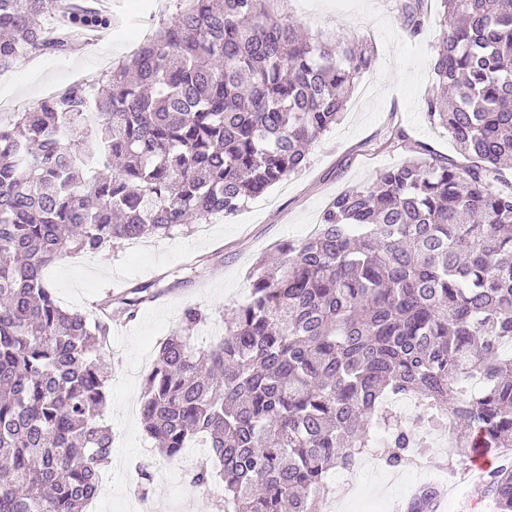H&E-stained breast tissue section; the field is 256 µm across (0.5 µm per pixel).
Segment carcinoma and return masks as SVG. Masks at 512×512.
<instances>
[{
	"label": "carcinoma",
	"mask_w": 512,
	"mask_h": 512,
	"mask_svg": "<svg viewBox=\"0 0 512 512\" xmlns=\"http://www.w3.org/2000/svg\"><path fill=\"white\" fill-rule=\"evenodd\" d=\"M176 16L122 60L108 89L74 84L0 116V512H86L112 448L101 421L109 326L62 307L44 279L65 257L209 224L298 172L337 122L367 40L310 35L280 0H179ZM425 0H398L422 29ZM428 119L464 162L437 157L336 195L315 233L276 245L224 337L196 343L189 306L158 344L140 417L168 458L201 441L224 512H323L334 469L383 443L397 468L425 447L384 406L415 398L501 464L487 494L512 512V0H440ZM102 29L74 0H0V68L67 53L43 20ZM149 284L120 299L129 315ZM478 378L482 390L468 391ZM421 487L407 512H432Z\"/></svg>",
	"instance_id": "obj_1"
}]
</instances>
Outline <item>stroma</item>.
<instances>
[{"instance_id": "35a3bbf8", "label": "stroma", "mask_w": 512, "mask_h": 512, "mask_svg": "<svg viewBox=\"0 0 512 512\" xmlns=\"http://www.w3.org/2000/svg\"><path fill=\"white\" fill-rule=\"evenodd\" d=\"M177 0H112V14L126 36H112L95 52L65 56L54 53L18 57L0 72V100L27 108L43 99L55 85L70 84L73 76L105 85L112 68L130 53L128 33L142 25L157 29L171 19ZM280 9L309 33L342 34L370 39L376 63L355 81L340 121L314 142L307 163L298 173L249 201L235 216L213 221L207 238L195 230H178L167 239L146 240L138 251L107 248L86 263L76 256L50 266L46 280L63 307L94 313L119 276L121 285L154 283L156 296L135 317L112 309V381L102 419L112 430L111 461L105 473L112 488L107 512H224V488L198 489L189 474L211 459L201 448L186 449L176 459L161 457L147 438L139 416L130 412L140 404L143 379L151 368L159 342L175 330L186 307L205 310L200 341L224 334L225 308L247 299L250 273L274 245L312 235L330 201L352 187L369 185L376 176L406 161L436 153L451 162L461 157L447 132L431 125L424 100L435 79L430 66L442 10L428 0V24L415 37L402 29L396 0H351L350 12H336L334 0H281ZM403 129L409 143L385 148L391 130ZM151 462L154 480L138 489L134 468ZM436 484L446 491L443 512H459L460 500L450 497L452 485L463 496L481 500L480 512H496L484 485L474 484L456 460L429 449L425 462L391 468L378 464L362 469L354 483L342 474L331 475L329 486L338 492L340 512H394L420 486Z\"/></svg>"}]
</instances>
